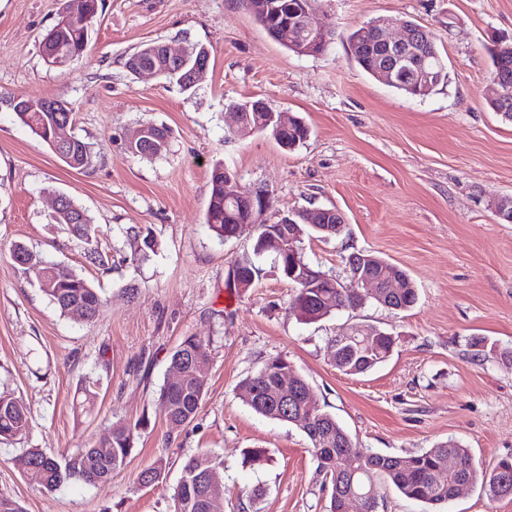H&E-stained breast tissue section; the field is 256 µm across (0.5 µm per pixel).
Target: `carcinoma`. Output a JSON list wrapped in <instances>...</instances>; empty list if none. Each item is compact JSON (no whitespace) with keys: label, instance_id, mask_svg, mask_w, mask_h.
Instances as JSON below:
<instances>
[{"label":"carcinoma","instance_id":"obj_1","mask_svg":"<svg viewBox=\"0 0 512 512\" xmlns=\"http://www.w3.org/2000/svg\"><path fill=\"white\" fill-rule=\"evenodd\" d=\"M255 20L267 31H272L282 21L283 15L268 9H253ZM58 49L70 58H78L89 49L87 26L83 19L77 18L59 41ZM492 70L508 82L505 99L489 102L495 112L512 120V45H493L489 50ZM140 57L146 63H155L163 68L161 77L176 82L183 90L195 88L192 79L193 64L184 62L166 64L160 58L153 43H146L136 48L130 57ZM448 81V68L439 70V78L430 90L416 88L409 81L393 84V88L405 94L424 99L433 94L439 85ZM46 98H22L24 108L19 110L14 100L9 106L20 122L29 130L47 140V134L56 121V113L45 107ZM97 160V152L93 144L85 139L74 136L72 157L64 163L77 170L91 168ZM209 203L206 212V224L219 239L232 229L237 221L234 205L224 198V165L213 166L210 176ZM23 254L20 262L25 273L33 276L40 284L45 285L43 292L57 306L60 312L79 322L95 319L104 300L100 293L86 279L71 269L45 261L29 250L22 243L14 245L11 256ZM308 263L304 252V242H298V256L283 253L278 257L281 272L296 266L297 262ZM239 278L234 288L246 291L258 278L261 269L248 257L236 262ZM293 288L290 303L291 312L304 322H315L343 308L357 307V301L350 289L337 290L336 282L324 280L313 288H305L294 281H289ZM388 307L393 310L405 311L412 308L417 301V289L410 277H405L403 288L395 292L387 289ZM392 353V342L380 338L366 343L359 333L347 337L334 357L336 369L346 375L366 373L385 362ZM211 361L210 342L198 337L188 336L174 349L170 364L173 369L184 372V378L177 383L166 381L160 388L159 399L164 411L169 431H178L198 416L203 398L207 391V378L199 374V368H207ZM295 373L287 358L277 355L269 358L261 371L244 379L239 385L242 401L256 413L280 422L293 424L299 429H309L306 433L310 441V451L317 462V474L322 477L323 489L329 491V512H342V504L336 501V488L353 486L355 489L367 487L378 496L376 479L381 477L393 485L409 500L423 502L440 508L452 500L455 484L463 480L471 485L479 484L491 497L499 498L512 492L503 491L502 480H507L512 488V457L501 459L497 465L487 471L478 468L472 461L468 449L458 442L450 440L440 443L418 453L406 455H381L367 448H359L350 435L338 423L331 413L318 408L314 411L312 423L305 425L292 415L280 412L272 406L261 403L260 396L265 387L276 385L284 389L286 396H291L293 389L284 388L288 374ZM30 427L29 411L24 402L11 393H0V441L9 442L27 433ZM138 424L122 423L112 428V433L94 442L87 448L60 459L55 454L42 448H28L15 458V464L32 484L48 491L56 489L66 479H76L87 484H103L112 478V473L124 467L134 448L135 433ZM354 450L358 460L354 474L348 470L341 454ZM455 456L461 463L458 473L448 476L439 472L444 457ZM222 463L213 454L203 451L189 456L181 466V477L187 482H178L174 488V512H208V498L213 494H224V482L219 470Z\"/></svg>","mask_w":512,"mask_h":512}]
</instances>
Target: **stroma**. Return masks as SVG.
I'll use <instances>...</instances> for the list:
<instances>
[{"label": "stroma", "instance_id": "obj_1", "mask_svg": "<svg viewBox=\"0 0 512 512\" xmlns=\"http://www.w3.org/2000/svg\"><path fill=\"white\" fill-rule=\"evenodd\" d=\"M67 0H0V392L26 404V435L0 444V493L25 512H173L181 465L200 451L223 463L224 512H328L306 434L254 412L238 385L281 355L320 408L360 447L405 455L454 440L478 468L512 456V223L498 202L512 197V122L488 105L495 37L512 39V0H317L332 32L326 52L300 56L270 37L245 0H102L90 47L66 69L49 66L40 43ZM375 18L411 20L436 35L449 81L425 99L361 70L349 33ZM162 41L208 48L194 91L135 78L125 61ZM50 97L68 104L72 131L93 143L95 167L69 168L23 126L5 100ZM263 99L304 120L310 133L281 147L270 133L235 134L228 106ZM171 131L166 154L127 149L133 128ZM272 197L266 218L336 207L345 228L305 243L307 260L341 271L354 252L405 270L418 290L406 311L369 302L303 323L289 312L291 286L273 253L252 288H227L229 267L251 256L252 235L218 239L205 222L214 163ZM85 210L108 269L50 219L55 194ZM150 231L146 261L128 263L131 229ZM24 243L99 289L90 323L61 314L11 257ZM385 331V363L345 375L330 341L351 329ZM187 336L211 342L208 392L197 418L169 432L158 400L170 356ZM97 402L79 408L87 381ZM119 422L138 424L135 448L105 484L71 479L53 491L14 464L27 448L70 455ZM261 448L262 461L245 462ZM161 465L155 484L137 476ZM262 487L249 501L243 489Z\"/></svg>", "mask_w": 512, "mask_h": 512}]
</instances>
